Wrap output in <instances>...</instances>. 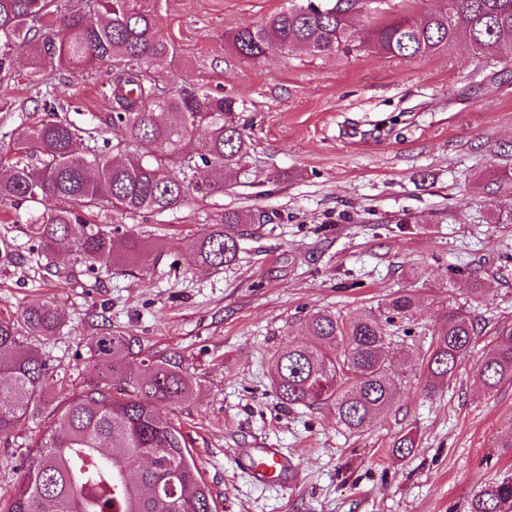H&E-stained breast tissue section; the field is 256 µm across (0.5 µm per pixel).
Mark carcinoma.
Wrapping results in <instances>:
<instances>
[{
  "label": "carcinoma",
  "mask_w": 512,
  "mask_h": 512,
  "mask_svg": "<svg viewBox=\"0 0 512 512\" xmlns=\"http://www.w3.org/2000/svg\"><path fill=\"white\" fill-rule=\"evenodd\" d=\"M444 10L424 17H398L362 30L354 28L351 0H288L259 26L231 36L233 50L255 60L272 49L310 55L352 54L367 44L398 59L426 55L465 34L475 52L492 57L512 38V0H446ZM91 9L60 0H0V74L15 67L9 42L31 44L29 65L36 77L48 67L106 68L121 74L109 85L116 108L111 116L112 152L85 144L81 130L63 121L23 128L10 150L36 156L38 164L4 166L0 156V202L18 206L51 197L60 206L32 211L27 224L42 252H68L91 270L129 268L146 260L150 246L133 231L116 249L118 228L91 224L84 214L106 209L128 216L163 213L183 204L189 191H224V170L248 149L244 109L233 96H211L181 84L160 88L153 71L174 59L160 39L152 0H93ZM207 144L194 158L182 144L194 136ZM272 221L264 211L227 210L214 225L185 245L190 260L205 270L233 264L242 224ZM419 303L399 292L387 303L389 316L360 314L344 319L329 311L307 322L312 341L290 342L275 359L272 391L288 408L327 407L336 424L355 434L386 413L398 382L388 372L391 342L385 325ZM62 312L33 303L22 312L0 309V441L46 401L44 382L54 370L35 346L24 341L56 335ZM476 325L461 312L444 314L427 358V382L449 381L470 349ZM98 380L60 386L53 422L41 436L31 463L0 512H213L212 493L189 449L171 406L190 401L197 377L175 351H157L137 336L107 330L87 338ZM476 378L491 391L512 381V324H502ZM468 512H512V474L482 483Z\"/></svg>",
  "instance_id": "carcinoma-1"
}]
</instances>
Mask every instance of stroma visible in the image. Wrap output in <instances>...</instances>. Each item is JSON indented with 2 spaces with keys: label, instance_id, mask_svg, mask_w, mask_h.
<instances>
[{
  "label": "stroma",
  "instance_id": "35a3bbf8",
  "mask_svg": "<svg viewBox=\"0 0 512 512\" xmlns=\"http://www.w3.org/2000/svg\"><path fill=\"white\" fill-rule=\"evenodd\" d=\"M286 0H154L157 32L177 54L157 80L191 82L243 102L251 147L224 192L190 193L161 213L88 219L135 231L153 255L130 271L100 268L97 287L72 281L74 255L44 257L27 212L0 204V237L23 262L0 267V307L58 305L63 325L42 351L60 381L94 375L87 336L100 327L175 350L198 379L174 414L209 485L216 512H467L485 480L512 469L500 448L512 435V381L483 390L474 374L494 327L512 323V44L488 58L463 39L401 60L375 48L312 56L270 51L258 60L230 48L232 33L262 23ZM0 75V147L8 135L57 117L108 141L114 104L104 70L45 71L31 79L27 48ZM265 211L242 226L235 263L193 265L186 243L221 223L225 210ZM488 285L471 290V276ZM419 305L387 327L401 377L387 413L362 433L340 429L331 410L288 409L273 396V356L308 342L307 320L325 309L348 318L383 313L397 291ZM477 334L455 375L427 391L425 363L448 311ZM50 421L22 422L0 443V498L8 499ZM411 434L408 457L391 452ZM297 466L261 485L240 458L257 444Z\"/></svg>",
  "mask_w": 512,
  "mask_h": 512
}]
</instances>
